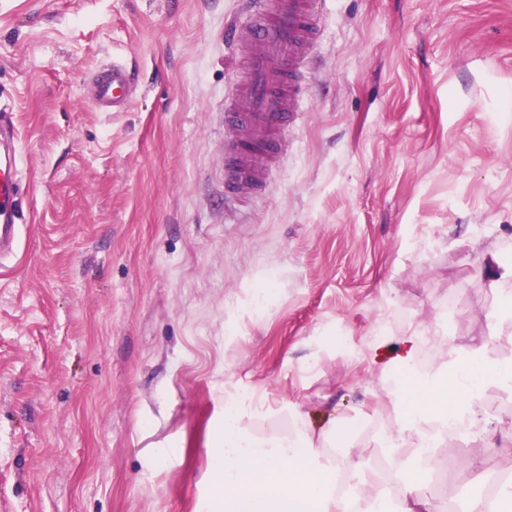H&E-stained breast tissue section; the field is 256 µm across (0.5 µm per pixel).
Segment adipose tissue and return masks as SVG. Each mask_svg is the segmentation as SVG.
<instances>
[{
    "label": "adipose tissue",
    "mask_w": 512,
    "mask_h": 512,
    "mask_svg": "<svg viewBox=\"0 0 512 512\" xmlns=\"http://www.w3.org/2000/svg\"><path fill=\"white\" fill-rule=\"evenodd\" d=\"M488 376L512 380V364L489 363L474 347L420 371L411 392H396L404 412L386 471L387 483L399 489L395 496L377 489L357 459L339 449L348 435L343 425L314 432L297 413L288 432L265 438L254 431L251 407H225L206 512H440L427 490L435 463L426 442L454 417L479 427L488 447H495L497 430L480 406Z\"/></svg>",
    "instance_id": "ef3b65f1"
}]
</instances>
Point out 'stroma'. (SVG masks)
Segmentation results:
<instances>
[{
  "label": "stroma",
  "instance_id": "1",
  "mask_svg": "<svg viewBox=\"0 0 512 512\" xmlns=\"http://www.w3.org/2000/svg\"><path fill=\"white\" fill-rule=\"evenodd\" d=\"M301 117L267 189L224 198L240 0H0V103L27 182L0 268V512H204L224 404L260 433L343 416L358 460L401 412L376 340L448 325L512 359L481 286L512 260V0H321ZM131 72L121 112L88 79ZM270 284L267 297L255 294ZM483 403L512 471V387ZM436 453L473 484L480 435Z\"/></svg>",
  "mask_w": 512,
  "mask_h": 512
}]
</instances>
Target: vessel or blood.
Returning a JSON list of instances; mask_svg holds the SVG:
<instances>
[{
	"label": "vessel or blood",
	"instance_id": "obj_1",
	"mask_svg": "<svg viewBox=\"0 0 512 512\" xmlns=\"http://www.w3.org/2000/svg\"><path fill=\"white\" fill-rule=\"evenodd\" d=\"M319 0H246L247 19L232 27L228 40L245 47L246 80L226 106L224 148L235 161L224 173L229 197L266 189L268 164L279 156L288 127L300 116V69L306 47L319 33ZM101 111L126 108L134 92L120 63L93 80ZM13 116L0 113V262L17 256L30 219L21 207L25 179L16 147Z\"/></svg>",
	"mask_w": 512,
	"mask_h": 512
}]
</instances>
